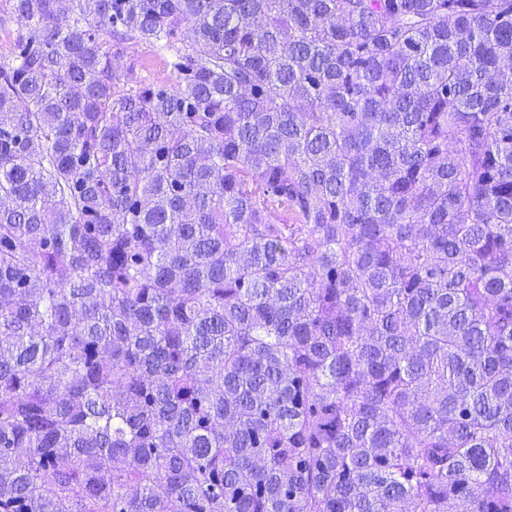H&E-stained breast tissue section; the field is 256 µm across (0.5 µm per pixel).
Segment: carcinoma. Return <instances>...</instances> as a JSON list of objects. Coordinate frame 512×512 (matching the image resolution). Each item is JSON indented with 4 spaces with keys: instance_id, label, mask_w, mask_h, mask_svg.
<instances>
[{
    "instance_id": "carcinoma-1",
    "label": "carcinoma",
    "mask_w": 512,
    "mask_h": 512,
    "mask_svg": "<svg viewBox=\"0 0 512 512\" xmlns=\"http://www.w3.org/2000/svg\"><path fill=\"white\" fill-rule=\"evenodd\" d=\"M15 16L0 512H512V0ZM164 54L147 45H131L127 53L112 60L117 83L121 86L131 80L155 81L173 79L164 62Z\"/></svg>"
}]
</instances>
